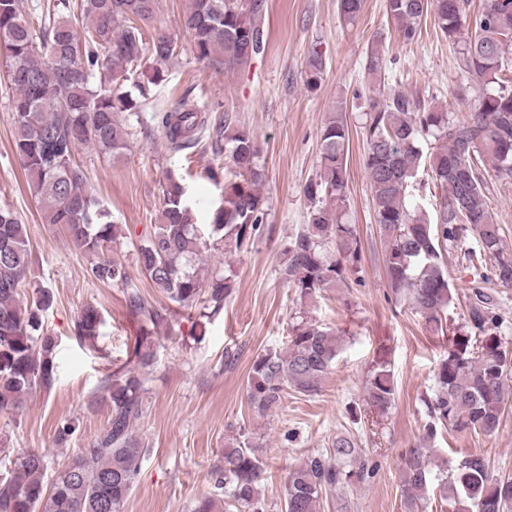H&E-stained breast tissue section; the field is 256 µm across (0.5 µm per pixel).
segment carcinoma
<instances>
[{
  "label": "carcinoma",
  "mask_w": 512,
  "mask_h": 512,
  "mask_svg": "<svg viewBox=\"0 0 512 512\" xmlns=\"http://www.w3.org/2000/svg\"><path fill=\"white\" fill-rule=\"evenodd\" d=\"M78 7L80 31L70 0H58L54 11L35 20L25 16L19 0H0V66L13 90L14 153L44 223L67 233L95 281L126 286L127 307L143 332L129 360L104 386L101 401L109 418L88 447L52 470L47 454L38 450L24 451L10 462L0 458V512H122L148 452L134 423L144 413V374L155 364L151 336L181 310L205 305L216 313L224 308L233 276L218 273L203 289L200 271L208 252L220 245L241 251L266 223L261 193L266 175L255 137L245 128L225 133L227 120L208 122L205 108L183 97L173 108L155 113L169 149L191 150L205 137L214 155L230 158L233 179L224 183L211 223L201 227L193 222L184 178L168 171L159 223L142 231L136 262L171 306L153 305L133 286L126 267L113 257L123 236L110 211L88 189L75 152L87 146L113 160L125 155L127 132L116 115L136 104L122 86L145 58L154 64L149 82H162L163 66L177 46L164 31L145 38L144 25L154 20L158 0H80ZM337 7L340 18L351 23L363 0H338ZM385 8L406 44L415 41L430 13L448 41H463L461 66L474 94V112L465 119L402 89L385 94L377 88L378 96L367 100L363 165L385 245L387 277L429 330L442 333L443 316L454 298L443 250L458 241L460 232L470 230L477 242L464 258L471 264L490 262L485 279L512 288V249L489 207L484 177L492 171L512 179V63L506 59L512 48V0H485L475 14L470 0H385ZM262 9V0H189L182 25L193 38L195 58L218 69L247 65L263 47ZM324 66L322 51L311 48L307 87L318 85ZM386 69L385 50L371 47L363 63L366 82H380ZM423 141L430 144L427 153ZM348 145L346 106L341 104L320 133L323 176L303 188L310 203L308 223L289 237L286 249L285 275L302 301L344 282L347 272H357L361 241L356 225L345 220ZM421 168L441 186L435 224L408 204ZM30 264L26 225L1 207L0 412L5 413L19 409L32 390L50 388L57 375V343L44 320L53 297L44 288L25 294ZM464 320L465 330L448 337V351L435 368L433 393L425 401L424 435L400 454L408 512L425 508L432 481L430 445L438 433L492 435L512 406L506 385L512 378V348L500 333L494 299L477 283ZM102 324L100 310L87 304L78 316L77 333L91 339ZM289 335L286 349L266 350L252 363L246 400L260 416L275 412L290 390L320 392L340 354V336L310 321L293 325ZM394 400L391 371L379 362L366 385V406L383 416ZM255 448L245 432L238 433L224 449V467L215 471L214 489L237 512H270L260 489L265 468ZM375 474L362 449L338 436L329 448L288 467L281 512H318L324 494ZM439 475L451 492L454 512H503L512 503V478L491 477L482 455L444 460Z\"/></svg>",
  "instance_id": "carcinoma-1"
}]
</instances>
